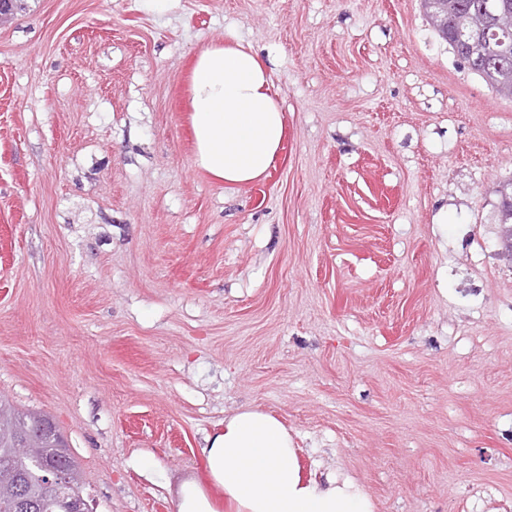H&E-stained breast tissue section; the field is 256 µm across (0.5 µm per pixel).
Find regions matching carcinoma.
<instances>
[{"label": "carcinoma", "mask_w": 512, "mask_h": 512, "mask_svg": "<svg viewBox=\"0 0 512 512\" xmlns=\"http://www.w3.org/2000/svg\"><path fill=\"white\" fill-rule=\"evenodd\" d=\"M484 0H423L427 17L439 36L448 42L469 71L501 96L512 98V35L494 37V17L483 8ZM33 415L18 412L0 401V512H20L18 502L35 504L33 512H61L62 503L83 498L81 486L49 484L42 479L36 460H19L15 440L29 429ZM49 445L56 462L77 468L59 430Z\"/></svg>", "instance_id": "cac0c4a2"}]
</instances>
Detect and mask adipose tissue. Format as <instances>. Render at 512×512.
Wrapping results in <instances>:
<instances>
[{
  "mask_svg": "<svg viewBox=\"0 0 512 512\" xmlns=\"http://www.w3.org/2000/svg\"><path fill=\"white\" fill-rule=\"evenodd\" d=\"M190 125L196 166L225 188L269 173L286 135L268 71L250 46L201 51L191 66ZM301 448L275 416L247 408L225 418L202 453L206 482L185 481L174 512H373L356 483L305 476ZM221 500H214V493Z\"/></svg>",
  "mask_w": 512,
  "mask_h": 512,
  "instance_id": "ef3b65f1",
  "label": "adipose tissue"
}]
</instances>
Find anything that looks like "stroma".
Instances as JSON below:
<instances>
[{"mask_svg": "<svg viewBox=\"0 0 512 512\" xmlns=\"http://www.w3.org/2000/svg\"><path fill=\"white\" fill-rule=\"evenodd\" d=\"M235 38L287 132L228 191L194 164L189 74ZM509 180L512 99L422 0H21L0 399L55 419L89 512H173L245 408L374 512H512Z\"/></svg>", "mask_w": 512, "mask_h": 512, "instance_id": "35a3bbf8", "label": "stroma"}]
</instances>
